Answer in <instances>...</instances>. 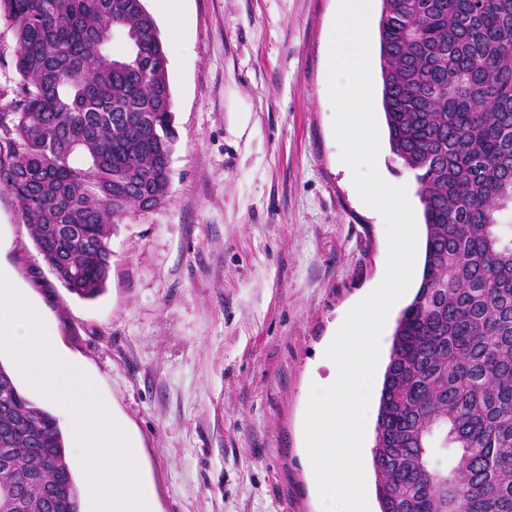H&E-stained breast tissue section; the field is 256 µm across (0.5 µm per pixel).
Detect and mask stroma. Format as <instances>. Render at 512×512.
Listing matches in <instances>:
<instances>
[{
	"mask_svg": "<svg viewBox=\"0 0 512 512\" xmlns=\"http://www.w3.org/2000/svg\"><path fill=\"white\" fill-rule=\"evenodd\" d=\"M179 4L169 195L120 221L105 291L63 288L3 193L0 259L136 441L158 512H318L310 388L387 260L332 130L338 0Z\"/></svg>",
	"mask_w": 512,
	"mask_h": 512,
	"instance_id": "1",
	"label": "stroma"
}]
</instances>
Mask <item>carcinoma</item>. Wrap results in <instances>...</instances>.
Segmentation results:
<instances>
[{
  "mask_svg": "<svg viewBox=\"0 0 512 512\" xmlns=\"http://www.w3.org/2000/svg\"><path fill=\"white\" fill-rule=\"evenodd\" d=\"M0 15L20 78L0 103V193L57 282L94 299L119 221L168 196L167 47L143 0H0ZM379 54L426 227L380 392V512H512V0H382ZM69 456L0 363V512H82Z\"/></svg>",
  "mask_w": 512,
  "mask_h": 512,
  "instance_id": "obj_1",
  "label": "carcinoma"
}]
</instances>
